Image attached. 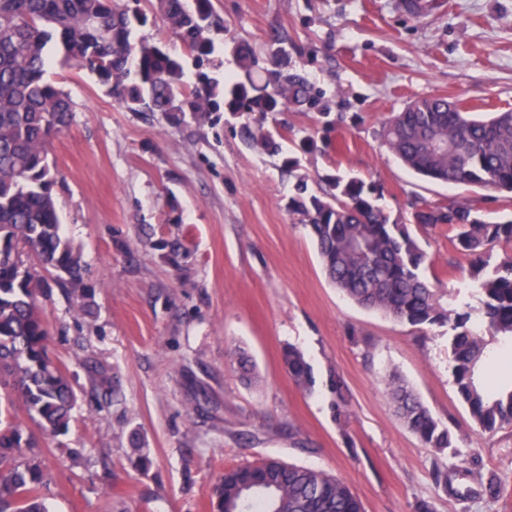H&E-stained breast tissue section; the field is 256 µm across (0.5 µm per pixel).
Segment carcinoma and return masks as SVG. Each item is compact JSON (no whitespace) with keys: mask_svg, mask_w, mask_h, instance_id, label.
Returning <instances> with one entry per match:
<instances>
[{"mask_svg":"<svg viewBox=\"0 0 512 512\" xmlns=\"http://www.w3.org/2000/svg\"><path fill=\"white\" fill-rule=\"evenodd\" d=\"M141 0H0V512H48L42 491L49 477L34 448L38 437L68 432L75 393L62 364L48 353V324L39 297L42 272L54 274L84 296L82 265L61 234L54 187L59 173L48 162L49 139L68 126L73 103L46 79L52 49L62 63L86 67L128 112L189 116L204 124L222 112L246 114L243 143L271 155L282 144L268 118L290 105L324 111L322 96L297 71L276 68L272 81L255 78L256 58L234 46L240 74L223 82L207 71L215 53L212 32L221 25L213 0H156L171 37L196 67L185 80L184 59L160 40L133 39L149 18ZM381 146L409 170L432 180L512 193V111L478 117L443 95L417 98L382 124ZM284 167L295 178L288 209L301 217L329 281L360 307L415 328L448 326L451 375L473 428L492 433L512 425V387L491 391L479 380L489 345L512 340V256L476 277L472 297L479 318L444 306L443 292L425 275L427 253L379 204L374 181L326 175L318 194L297 174L299 160ZM412 223L448 227L455 249L486 266L497 244L512 246V220L491 222L467 201L414 205ZM242 379H258L243 348L230 353ZM282 361L305 392L316 385L305 354L288 346ZM388 394L406 428L438 452L452 447L448 428L433 416L397 373L384 376ZM336 418L347 398L330 378ZM212 512H364L341 479L312 467L274 458L228 469L210 492Z\"/></svg>","mask_w":512,"mask_h":512,"instance_id":"cac0c4a2","label":"carcinoma"}]
</instances>
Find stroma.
Returning <instances> with one entry per match:
<instances>
[{"label": "stroma", "instance_id": "stroma-1", "mask_svg": "<svg viewBox=\"0 0 512 512\" xmlns=\"http://www.w3.org/2000/svg\"><path fill=\"white\" fill-rule=\"evenodd\" d=\"M403 0H214L224 25L212 73L235 76L224 44H248L269 67L273 31L288 36V59L322 92L336 117L287 110L275 126L283 152L246 149V115L218 126L175 123L121 108L86 69L52 64L49 78L74 103L48 160L61 231L81 257L91 313L78 310L54 275L40 298L48 352L77 393L66 434L45 440L49 512H210L208 494L225 469L266 458L323 470L346 481L365 512H512V427L473 433L451 377L448 329L413 328L353 304L326 278L298 215L283 157L312 135L329 146L300 157L312 190L328 173L383 189L381 206L410 221L414 202L467 201L494 218L512 216V195L447 185L407 170L381 147L390 113L443 94L482 114L512 110V0H445L417 17ZM445 303L467 300L470 260L451 231L417 230ZM311 363L305 393L281 359L287 345ZM259 374L243 384L234 348ZM405 377L453 446L424 447L394 412L380 381ZM348 406L336 418L329 377ZM140 436L151 460L132 464ZM466 463L450 488L435 462ZM494 477L488 498L478 477Z\"/></svg>", "mask_w": 512, "mask_h": 512}]
</instances>
